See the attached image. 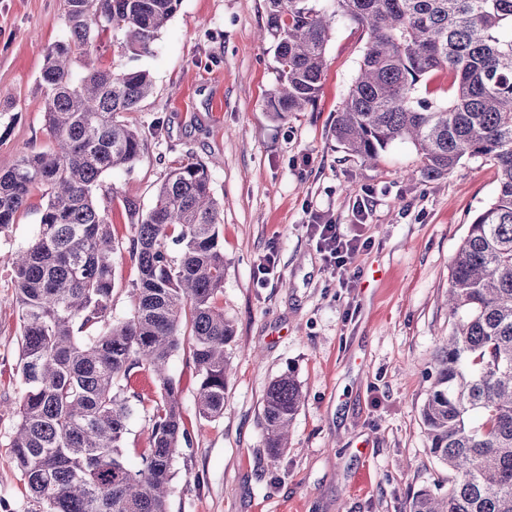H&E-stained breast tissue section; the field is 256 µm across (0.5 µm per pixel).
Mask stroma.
<instances>
[{
	"label": "stroma",
	"instance_id": "35a3bbf8",
	"mask_svg": "<svg viewBox=\"0 0 512 512\" xmlns=\"http://www.w3.org/2000/svg\"><path fill=\"white\" fill-rule=\"evenodd\" d=\"M266 0H180L152 53L90 52L94 66L148 71L153 92L124 120L144 138L139 159L96 192L120 250L112 314L133 310L139 273L127 252L126 199L151 209L171 167L210 163L222 208L224 292L235 328L224 415L199 417V378L181 345L170 373L192 436L178 448L168 512H405L423 489L447 488L429 452L421 409L441 337L448 334L449 265L473 215L493 197L490 165L467 160L428 181L414 146L392 143L373 163L344 152L332 129L355 79L365 38L333 24L312 107L272 119L277 84ZM65 33V0H0V171L47 149L40 74ZM367 207L358 223L355 202ZM0 234V512H41L11 463L22 393L19 325L5 255L36 232L37 205ZM334 223L367 247L342 269L325 262L309 227ZM275 263L270 274L259 264ZM303 402L288 446L270 456L262 402L285 371Z\"/></svg>",
	"mask_w": 512,
	"mask_h": 512
}]
</instances>
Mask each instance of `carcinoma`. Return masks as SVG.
<instances>
[{
  "label": "carcinoma",
  "instance_id": "1",
  "mask_svg": "<svg viewBox=\"0 0 512 512\" xmlns=\"http://www.w3.org/2000/svg\"><path fill=\"white\" fill-rule=\"evenodd\" d=\"M278 80L274 119L303 112L320 91L332 18L366 35L359 70L333 133L346 152L373 161L411 142L427 179L465 160L496 171L493 199L469 224L450 264L448 336L422 407L431 454L448 468V492L421 490L408 512H512V0H266ZM179 0H66L64 37L41 70L47 151L22 154L0 172V233L38 194L39 226L12 258V305L20 330L22 396L12 462L46 512H168L182 401L169 363L189 336L199 376L198 414L224 415L235 337L224 288L221 205L207 163L172 168L155 206L126 201L129 254L139 281L130 317L112 316V224L96 200L102 178L138 159L142 136L119 119L152 90L145 70L74 71L75 51L104 42L123 54L152 51ZM444 72L446 102L418 95ZM180 246L174 253L169 243ZM150 373L156 397L141 464L125 458L134 414L131 371ZM302 402L284 372L268 386L266 448L288 447Z\"/></svg>",
  "mask_w": 512,
  "mask_h": 512
}]
</instances>
